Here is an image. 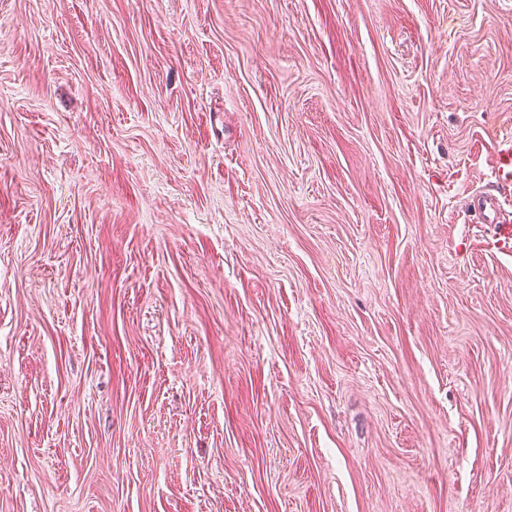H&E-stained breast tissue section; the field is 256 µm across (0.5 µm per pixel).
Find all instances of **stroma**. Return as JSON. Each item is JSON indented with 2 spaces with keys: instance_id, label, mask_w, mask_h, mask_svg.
<instances>
[{
  "instance_id": "obj_1",
  "label": "stroma",
  "mask_w": 512,
  "mask_h": 512,
  "mask_svg": "<svg viewBox=\"0 0 512 512\" xmlns=\"http://www.w3.org/2000/svg\"><path fill=\"white\" fill-rule=\"evenodd\" d=\"M512 0H0V512H512ZM470 216L477 218V221L474 222L475 224H495L494 226H497L498 233L505 239L512 237V227L510 224H505L502 220L503 217L499 210V204L494 195L484 193L479 196L473 206V214H470Z\"/></svg>"
}]
</instances>
